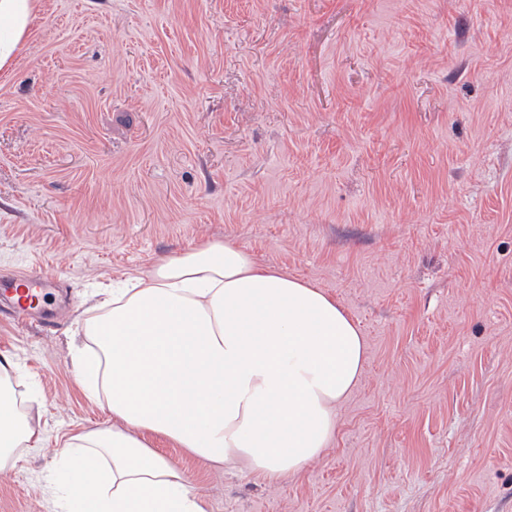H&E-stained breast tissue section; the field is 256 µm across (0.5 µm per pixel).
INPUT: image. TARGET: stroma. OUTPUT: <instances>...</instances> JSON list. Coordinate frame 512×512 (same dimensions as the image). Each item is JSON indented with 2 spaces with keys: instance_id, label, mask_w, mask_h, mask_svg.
I'll list each match as a JSON object with an SVG mask.
<instances>
[{
  "instance_id": "35a3bbf8",
  "label": "stroma",
  "mask_w": 512,
  "mask_h": 512,
  "mask_svg": "<svg viewBox=\"0 0 512 512\" xmlns=\"http://www.w3.org/2000/svg\"><path fill=\"white\" fill-rule=\"evenodd\" d=\"M315 284L361 328L323 457L275 485L160 437L208 512H512V0H40L0 70V276L49 272L41 331L0 313L41 447L0 512H54L97 292L206 240Z\"/></svg>"
}]
</instances>
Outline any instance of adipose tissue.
I'll return each instance as SVG.
<instances>
[{
	"label": "adipose tissue",
	"mask_w": 512,
	"mask_h": 512,
	"mask_svg": "<svg viewBox=\"0 0 512 512\" xmlns=\"http://www.w3.org/2000/svg\"><path fill=\"white\" fill-rule=\"evenodd\" d=\"M39 0H0V69ZM73 367L111 427L72 435L47 482L56 512H207L184 473L144 440L276 484L317 460L366 361L357 325L327 293L230 241L162 259L97 306ZM0 359V468L41 441Z\"/></svg>",
	"instance_id": "ef3b65f1"
}]
</instances>
